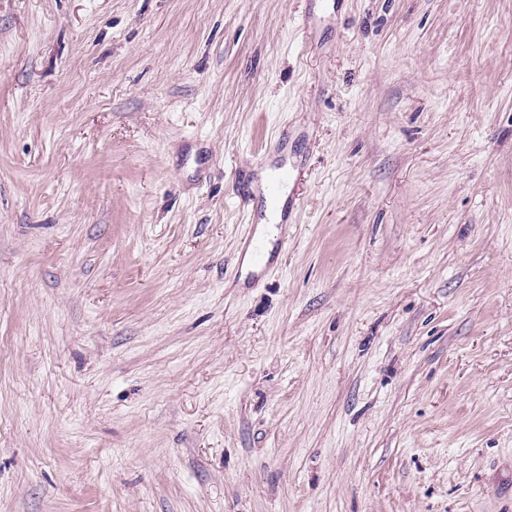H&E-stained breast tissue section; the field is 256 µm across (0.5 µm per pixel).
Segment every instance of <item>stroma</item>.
<instances>
[{"mask_svg":"<svg viewBox=\"0 0 512 512\" xmlns=\"http://www.w3.org/2000/svg\"><path fill=\"white\" fill-rule=\"evenodd\" d=\"M0 512H512V0H0ZM269 168L271 171L260 192L262 206L265 212L280 213L281 220L278 224H287L288 212L294 207L295 200L289 195L284 198L283 191L298 180L296 169L286 160L276 162Z\"/></svg>","mask_w":512,"mask_h":512,"instance_id":"obj_1","label":"stroma"}]
</instances>
